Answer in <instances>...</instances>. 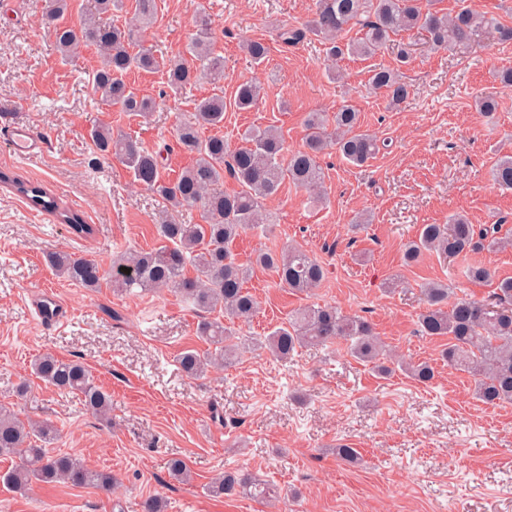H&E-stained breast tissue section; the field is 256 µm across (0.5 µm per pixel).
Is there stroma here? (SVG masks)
Returning a JSON list of instances; mask_svg holds the SVG:
<instances>
[{
  "label": "stroma",
  "instance_id": "1",
  "mask_svg": "<svg viewBox=\"0 0 512 512\" xmlns=\"http://www.w3.org/2000/svg\"><path fill=\"white\" fill-rule=\"evenodd\" d=\"M147 43L167 58L186 56L196 34L193 15L213 20L215 51L224 58V125L229 147L251 126L278 128L288 149L305 141L311 112L345 105L361 114L362 128L382 144L375 159L355 167L324 155L322 201L285 184L265 203L271 227L243 232L233 245L240 262L258 252L294 244L318 259L324 281L310 293L282 288L268 269L253 267L248 289L259 301L237 336H264L293 310L330 303L368 320L394 359L437 366L429 384L404 371L378 375L352 357L345 343L304 347L291 359L244 350L224 370L191 379L178 368L184 350H204L200 314L170 290L119 294L91 292L59 277L47 252L62 250L110 265L119 253L160 245L157 221L164 203L134 185L117 160L96 154L89 131L109 125L144 146L166 152L163 176L175 178L192 156L175 147L174 128L188 119L196 99L213 87L200 79L172 91L164 72H130L131 86L158 106L144 119L102 104L90 78L94 49L65 62L42 20L41 0H0V126L30 127L43 150L29 160L0 141V168L44 186L79 211L95 233L74 237L48 213L18 203L0 187V404L20 418H47L60 431L54 453H69L116 478L112 491L92 486L36 483L24 494L0 484V512H140V501L163 497L167 512H512V404L488 406L474 398L467 373L440 364L448 340L419 335L421 288L448 283L453 297L486 299L495 283L512 278V247L470 253L492 271L472 282L437 254L416 265L402 258L421 225L464 215L471 224H495L512 239V191L494 187L489 172L512 153V90L498 76L512 69V44L481 33L478 43L431 50L424 35L403 32L407 61L388 48L372 58H347L330 80L316 37L296 45L281 34L304 27L315 0H156ZM262 40L266 61L254 64L242 49ZM398 70L410 87L400 106L372 92L369 72ZM261 88L257 106L238 111L237 86ZM494 92L497 112H476L474 98ZM42 287L57 290L72 313L60 327L39 324L25 303ZM43 352L78 360L112 397L110 420L87 413L72 394H61L32 375ZM26 396H18L19 385ZM348 440L362 455L352 466L336 457ZM183 458L191 483L171 478L166 462ZM276 483L282 498L268 506L247 498H216L206 490L226 464Z\"/></svg>",
  "mask_w": 512,
  "mask_h": 512
}]
</instances>
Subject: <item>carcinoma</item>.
Masks as SVG:
<instances>
[{"instance_id":"obj_1","label":"carcinoma","mask_w":512,"mask_h":512,"mask_svg":"<svg viewBox=\"0 0 512 512\" xmlns=\"http://www.w3.org/2000/svg\"><path fill=\"white\" fill-rule=\"evenodd\" d=\"M73 6L74 0H45V19L51 24L62 60L76 58L78 50L88 46L101 55L93 84L107 106L141 115L155 110V101L139 96L125 80L134 69L164 70L169 87L175 91L194 84L201 75L214 85L224 79V59L213 50L209 37L212 19L204 11L195 14L198 33L188 45L189 58L166 59L156 54L153 46L144 45L141 27L105 21V17L123 12L124 0H94V9L83 13L77 30L56 23ZM155 12L156 0H135L134 14L141 23H150ZM353 28L358 29L359 36L344 39V33ZM412 29L424 33L436 51L468 46L476 42L483 29L491 30L501 44L512 43V25L468 8L440 13L431 8L430 0H317L307 25L284 31L282 38L284 43L295 45L313 35L324 43L329 59L337 62L348 55L372 57L393 42V36ZM244 49L256 64L263 63L268 54V47L260 40L246 41ZM368 84L373 91L385 93L394 106L409 98V86L392 69L370 70ZM259 98L260 88L253 83H242L235 92L236 107L243 111L254 108ZM222 124L224 95L213 93L198 100L193 118L176 127L177 146L193 156V164L173 180L162 177L159 153L109 127L93 128L90 138L96 152L104 159H118L129 169L134 183L169 204L172 214L159 221L164 244L123 255L107 269L96 259L65 251L46 255L48 265L58 275L91 291L105 285L120 293L135 288H173L202 313L223 310L224 320L205 319L197 327L198 338L208 349H187L178 356L181 371L190 378L202 375L209 367L222 369L231 364L243 347L230 325L251 321L258 304L245 287L250 268L237 260L233 244L247 229L265 230L268 217L264 201L276 196L286 182L309 192L319 190L324 177L319 159L328 149L357 167L366 165L379 152L377 139L360 130L359 112L351 105L343 106L330 118L323 112L308 113L305 144L286 160L283 137L270 127L246 130L242 144L233 150L222 137L203 136L204 130ZM226 175L237 183V191L226 193L220 188ZM490 175L495 186L512 191V156L498 159ZM0 182L27 195L33 205L56 214L75 236L86 239L94 234L95 228L82 214L61 207L44 187L4 171L0 172ZM198 202L203 204V223L185 224L173 216ZM497 230L494 225L477 232L461 215L451 217L446 224H423L416 239L406 245L404 261L417 264L428 252L452 260L478 249L493 252L504 245L496 237ZM255 263L273 271L282 286L299 293L311 292L325 276L323 265L297 247L261 251ZM461 274L473 282L491 279L490 268L483 263L467 262ZM448 293L446 283L432 282L424 288L425 308L418 317L421 333L430 338H449L448 347L441 351L442 361L471 377L478 400L493 406L512 404V278L498 281L488 300L461 297L450 304ZM340 340L346 342L351 356L373 365L380 374L389 373L384 349L371 324L332 305L297 309L269 332L264 348L271 356L286 360L299 348H325ZM32 369L37 378L60 393L80 396L91 414L107 416L111 397L95 385L84 363L45 352L34 359ZM409 373L416 381L428 383L434 379L435 369L424 362L411 366ZM57 436L53 421L22 420L0 406V457L16 458L15 465L0 475V481L20 492L34 482L104 490L112 487L111 473L90 469L69 455L50 454L46 444ZM167 469L178 481L190 479V470L180 457L169 459ZM207 490L216 497L246 495L269 504L281 498L278 486L240 468L224 469L212 478Z\"/></svg>"}]
</instances>
